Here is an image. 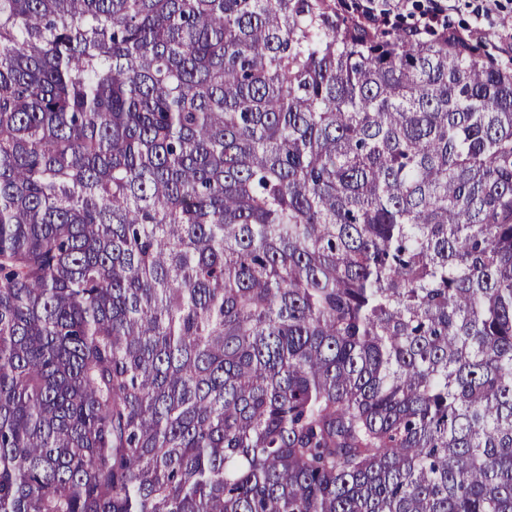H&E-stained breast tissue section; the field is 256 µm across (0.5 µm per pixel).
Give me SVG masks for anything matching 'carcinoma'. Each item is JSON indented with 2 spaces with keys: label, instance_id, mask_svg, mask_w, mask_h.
<instances>
[{
  "label": "carcinoma",
  "instance_id": "carcinoma-1",
  "mask_svg": "<svg viewBox=\"0 0 512 512\" xmlns=\"http://www.w3.org/2000/svg\"><path fill=\"white\" fill-rule=\"evenodd\" d=\"M358 0H0V512H512V66Z\"/></svg>",
  "mask_w": 512,
  "mask_h": 512
}]
</instances>
